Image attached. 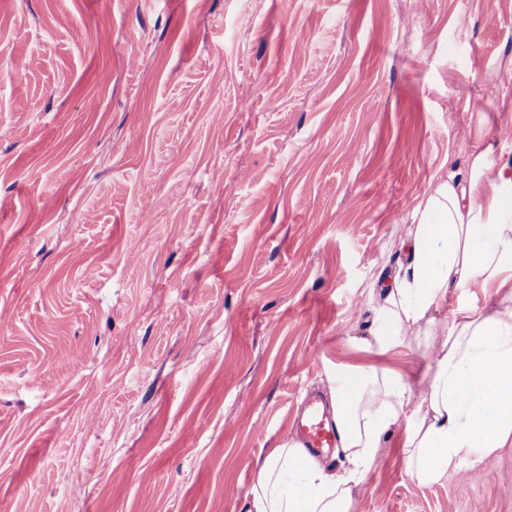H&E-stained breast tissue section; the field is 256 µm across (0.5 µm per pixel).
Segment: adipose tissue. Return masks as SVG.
I'll use <instances>...</instances> for the list:
<instances>
[{
  "label": "adipose tissue",
  "instance_id": "obj_1",
  "mask_svg": "<svg viewBox=\"0 0 512 512\" xmlns=\"http://www.w3.org/2000/svg\"><path fill=\"white\" fill-rule=\"evenodd\" d=\"M403 247L404 261L381 287L368 345L417 343L427 369L411 380L386 370L337 372L336 451L350 470L335 473L282 441L255 466L247 512H353L354 486L403 421L408 473L424 485L512 447V161L488 141L484 115L475 117L463 169L414 208ZM452 288H491L496 302L452 306Z\"/></svg>",
  "mask_w": 512,
  "mask_h": 512
}]
</instances>
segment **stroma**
<instances>
[{
	"label": "stroma",
	"mask_w": 512,
	"mask_h": 512,
	"mask_svg": "<svg viewBox=\"0 0 512 512\" xmlns=\"http://www.w3.org/2000/svg\"><path fill=\"white\" fill-rule=\"evenodd\" d=\"M512 0H0V512H244L487 113ZM398 425L354 512H512Z\"/></svg>",
	"instance_id": "stroma-1"
}]
</instances>
